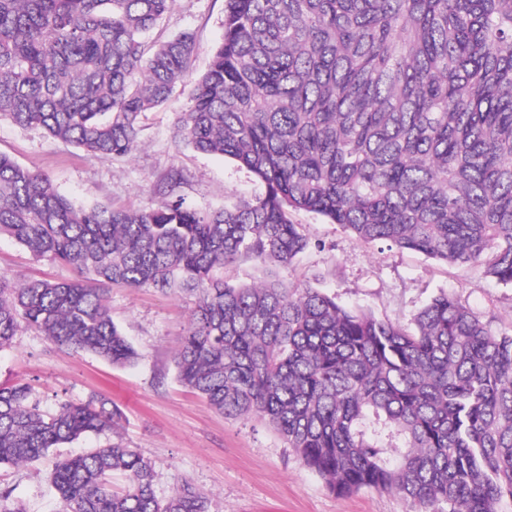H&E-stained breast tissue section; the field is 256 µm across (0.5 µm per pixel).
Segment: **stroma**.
<instances>
[{
    "label": "stroma",
    "mask_w": 512,
    "mask_h": 512,
    "mask_svg": "<svg viewBox=\"0 0 512 512\" xmlns=\"http://www.w3.org/2000/svg\"><path fill=\"white\" fill-rule=\"evenodd\" d=\"M223 20L224 0H173L155 33L166 38L194 32L199 50L192 72L198 75L208 69L213 48L223 40ZM189 103L187 90L179 86L163 106L147 113L139 147L129 158H91L41 128H21L6 120H0V152L47 174L79 205H159L157 178L174 167L186 176L180 195L197 210L263 194V185L230 159L175 143V119ZM291 219L320 245L282 271L289 283L319 281L340 303L402 323L443 290L475 312L494 316V329H512V285L485 278L480 268L368 246L341 226L303 210L292 212ZM0 275L61 281L76 273L68 266L34 261L24 247L1 237ZM195 306L191 295L113 287L112 318L140 353L131 367L55 347L26 328L10 348L0 350V384H29L43 410L53 411L62 399L102 397L123 413L117 433L88 436L51 449L25 466L0 468V490L11 492L9 506L23 512H59L51 487L56 461L119 441L138 449L150 463L159 498L188 482L207 496L208 512H410V503L397 494L371 489L349 496L330 492L265 423L224 418L187 393L176 380L172 355Z\"/></svg>",
    "instance_id": "obj_1"
}]
</instances>
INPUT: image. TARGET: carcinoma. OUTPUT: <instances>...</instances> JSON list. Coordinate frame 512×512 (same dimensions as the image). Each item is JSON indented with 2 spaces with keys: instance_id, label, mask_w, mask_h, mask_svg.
I'll list each match as a JSON object with an SVG mask.
<instances>
[{
  "instance_id": "cac0c4a2",
  "label": "carcinoma",
  "mask_w": 512,
  "mask_h": 512,
  "mask_svg": "<svg viewBox=\"0 0 512 512\" xmlns=\"http://www.w3.org/2000/svg\"><path fill=\"white\" fill-rule=\"evenodd\" d=\"M171 2L0 0V120L132 155L198 51L187 30L147 40ZM189 100L174 141L233 160L264 194L199 211L172 168L155 207L77 206L0 153V237L77 272L0 276V350L27 327L131 365L112 286L192 293L180 385L265 422L332 493L397 492L412 512L512 507V334L446 293L402 324L277 275L318 246L290 218L304 210L512 285V0H224V40ZM244 257L271 278L225 281ZM121 419L99 399L46 413L30 386L1 385L0 467ZM52 486L61 512H208L189 484L158 498L149 463L119 442L59 459Z\"/></svg>"
}]
</instances>
